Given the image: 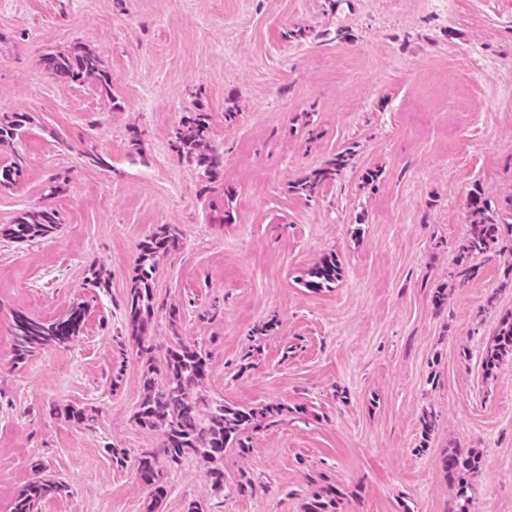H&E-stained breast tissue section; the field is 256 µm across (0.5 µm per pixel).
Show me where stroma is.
<instances>
[{"instance_id":"35a3bbf8","label":"stroma","mask_w":512,"mask_h":512,"mask_svg":"<svg viewBox=\"0 0 512 512\" xmlns=\"http://www.w3.org/2000/svg\"><path fill=\"white\" fill-rule=\"evenodd\" d=\"M77 46L100 56L108 92L48 78L43 57ZM15 112L28 119L0 166L21 174L0 188V225L48 207L60 227L0 240V512L35 461L68 487L38 512H146L150 486L112 450L132 462L161 442L134 420L143 364L126 301L164 224L182 241L154 293L179 329L158 313L149 338L206 352L211 396L289 414L247 457L225 453L221 493L195 459L163 468L158 512H304L326 482L338 512H454L439 461L472 448L471 512H512V357L482 368L512 315V235L476 278L454 276L469 191L512 194V0H0V118ZM191 112L209 114L224 155L210 184L173 147ZM345 148L351 165L316 197L289 191ZM330 254L341 280L305 288ZM101 262L106 289L87 281ZM75 304L76 340L14 363L17 314ZM68 405L96 410L95 429Z\"/></svg>"}]
</instances>
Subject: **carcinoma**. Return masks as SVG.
I'll return each mask as SVG.
<instances>
[{
    "mask_svg": "<svg viewBox=\"0 0 512 512\" xmlns=\"http://www.w3.org/2000/svg\"><path fill=\"white\" fill-rule=\"evenodd\" d=\"M44 69L51 80L61 86L94 81L107 89V80L99 56L88 48L76 47L68 52L48 53L43 58ZM27 115L15 112L0 119V150L14 147ZM175 146L179 154L194 166L202 180H217L224 167V155L210 146V116L193 112L183 118L175 132ZM354 152L347 148L336 153L322 167L291 183L293 192L312 197L326 181L337 179L351 164ZM468 233L459 249V282L465 283L478 275L479 265L473 260L486 254L502 236L504 218H512V194L495 203L483 197L480 188H473L467 199ZM57 213L50 208L26 211L10 224L0 225V237L14 243L32 242L51 236L58 228ZM181 230L175 225H163L140 246V253L132 279L127 303L129 325L139 337L140 354L145 364L140 378L142 399L135 412L136 423L161 434L162 452L166 464L177 466L191 456L206 469V476L216 489L224 488V452L234 449L244 458L251 452L249 428L282 415L284 407L266 405L261 408H241L213 399L205 387L206 356L201 349L179 340L166 349L163 356L165 382L157 384L154 346L144 345L148 325L154 315L155 295L153 274L159 258L177 250ZM304 285L313 290L331 288L342 278V267L335 256L323 258L306 273ZM110 272L103 264L91 269L89 282L94 288L109 285ZM86 311L81 306L70 308L55 321H41L24 315L16 317L13 334V359L23 361L32 353L47 347L65 346L82 332ZM512 356V316L498 323L494 337L483 356L484 373L494 370L506 356ZM69 420L91 428L96 423L95 412L85 408L64 410ZM143 482L152 487L148 512H157L167 494L156 460L141 458L134 463ZM441 466L456 488V512H468L467 490L478 476L481 457L476 451L465 454L453 451L441 459ZM33 477L18 492L12 512H37V505L56 498L66 491V485L42 476L41 464H32ZM336 488L327 484L319 488L306 504V512H336Z\"/></svg>",
    "mask_w": 512,
    "mask_h": 512,
    "instance_id": "cac0c4a2",
    "label": "carcinoma"
}]
</instances>
